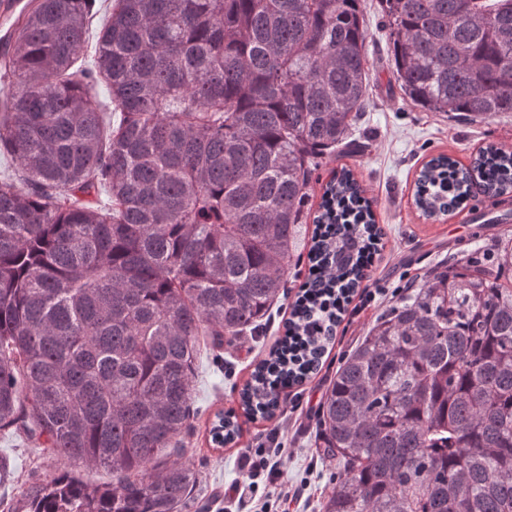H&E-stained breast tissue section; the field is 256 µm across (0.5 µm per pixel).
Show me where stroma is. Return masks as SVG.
Returning a JSON list of instances; mask_svg holds the SVG:
<instances>
[{
  "label": "stroma",
  "mask_w": 512,
  "mask_h": 512,
  "mask_svg": "<svg viewBox=\"0 0 512 512\" xmlns=\"http://www.w3.org/2000/svg\"><path fill=\"white\" fill-rule=\"evenodd\" d=\"M381 0H367L364 20L374 35L369 46L373 65L368 105L356 124L355 136L365 146L350 157L322 159L308 189L300 239L294 249L300 258L288 272V289L275 304L262 332L245 336L234 345L214 347L210 337L200 340V355L193 388L198 414L181 440L191 457L199 481L180 512H227L225 489L242 481L241 458L258 437L277 434L285 448L281 479L304 485L295 512H321L324 496L336 477L335 460L326 458L316 429L321 396L336 374L341 360L358 344L375 320L417 284L423 274L446 266L449 259L474 251L493 252L497 240L512 237V195L482 199L479 210L463 204L437 221L425 219L414 204V183L432 157L452 156L469 166L477 150L490 143L512 148V114L505 112L486 121L451 118L409 105L400 89H388L392 56L383 27ZM353 170L371 201L378 224L383 225V246L369 267L364 287L375 293L368 306L353 310L336 330V338L323 358L320 371L304 385L302 400L287 398L274 419H250L241 413L240 391L255 364L265 358L281 336L299 286L305 281L316 211L332 169ZM238 416L241 432L234 443L215 447L209 430L216 412ZM0 456L8 459L11 473L0 483V512H8L30 484L55 476L59 461L25 438L0 434Z\"/></svg>",
  "instance_id": "obj_1"
}]
</instances>
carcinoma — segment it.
Returning a JSON list of instances; mask_svg holds the SVG:
<instances>
[{
    "mask_svg": "<svg viewBox=\"0 0 512 512\" xmlns=\"http://www.w3.org/2000/svg\"><path fill=\"white\" fill-rule=\"evenodd\" d=\"M409 103L471 121L512 112V0H382ZM96 0H28L0 39V432L63 464L17 512H178L198 473L176 447L195 413L199 339L232 342L269 313L318 159L350 153L371 80L365 0H110L92 65H77ZM417 207L444 216L512 193V150L460 167L440 154ZM327 271L374 218L351 170L325 189ZM292 332L253 371L242 407L322 356ZM216 413L212 442L237 437ZM339 464L322 512H512V239L432 270L346 356L319 405Z\"/></svg>",
    "mask_w": 512,
    "mask_h": 512,
    "instance_id": "cac0c4a2",
    "label": "carcinoma"
}]
</instances>
